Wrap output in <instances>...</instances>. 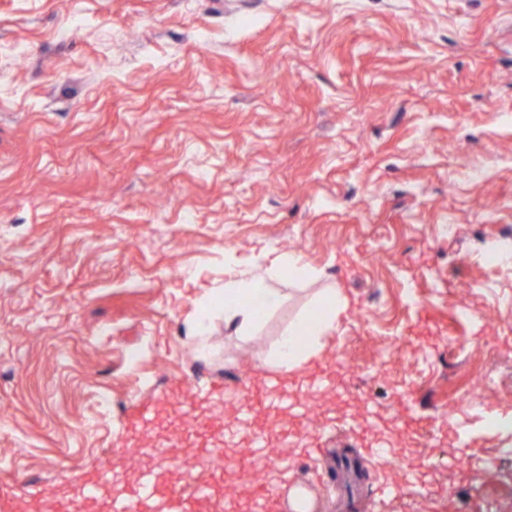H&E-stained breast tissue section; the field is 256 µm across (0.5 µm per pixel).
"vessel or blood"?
Masks as SVG:
<instances>
[{
	"mask_svg": "<svg viewBox=\"0 0 512 512\" xmlns=\"http://www.w3.org/2000/svg\"><path fill=\"white\" fill-rule=\"evenodd\" d=\"M238 390L248 397H270L278 394L287 399L288 390L282 379L268 378L265 387H257L251 380L239 381ZM235 421L239 428L249 433L248 457L264 461L271 472H287L290 462L285 457H267L268 437L256 423L251 406L240 408ZM108 482V475L96 471L87 475L80 486V492L73 503L72 512H93V509ZM214 488L206 482L198 483L192 495H185L178 487L160 489L152 472H142L136 484L129 489L113 492L110 512H212Z\"/></svg>",
	"mask_w": 512,
	"mask_h": 512,
	"instance_id": "b4317fda",
	"label": "vessel or blood"
}]
</instances>
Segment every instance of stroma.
I'll list each match as a JSON object with an SVG mask.
<instances>
[{"instance_id":"35a3bbf8","label":"stroma","mask_w":512,"mask_h":512,"mask_svg":"<svg viewBox=\"0 0 512 512\" xmlns=\"http://www.w3.org/2000/svg\"><path fill=\"white\" fill-rule=\"evenodd\" d=\"M453 227L440 236L438 225ZM512 0H0V487L66 512L89 471L193 483L252 512L241 378L262 381L321 289L349 307L302 402L260 412L293 466L276 512H512ZM293 252L238 336L190 327L235 263ZM226 388L223 402L204 390ZM171 417L131 429V407ZM296 430L298 442L285 441ZM177 434L172 466L141 442ZM391 448L384 468L369 456ZM412 479L402 495L382 486Z\"/></svg>"}]
</instances>
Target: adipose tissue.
Returning a JSON list of instances; mask_svg holds the SVG:
<instances>
[{
    "mask_svg": "<svg viewBox=\"0 0 512 512\" xmlns=\"http://www.w3.org/2000/svg\"><path fill=\"white\" fill-rule=\"evenodd\" d=\"M314 274V269L293 253L277 255L248 278L236 273L227 274L223 291L207 300L200 316L193 322L192 339L202 340L205 321L216 311L223 312L226 327L238 333H248L280 304L281 297L273 286L274 281L287 275L306 278ZM347 307L348 299L342 289H324L314 307L306 309L289 323L269 356V365L288 374L318 356L325 337L335 330L337 319Z\"/></svg>",
    "mask_w": 512,
    "mask_h": 512,
    "instance_id": "1",
    "label": "adipose tissue"
}]
</instances>
